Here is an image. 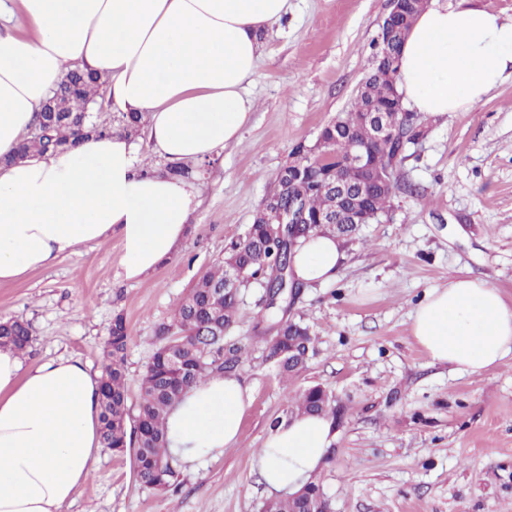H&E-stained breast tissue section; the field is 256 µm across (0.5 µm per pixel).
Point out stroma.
<instances>
[{
    "label": "stroma",
    "mask_w": 512,
    "mask_h": 512,
    "mask_svg": "<svg viewBox=\"0 0 512 512\" xmlns=\"http://www.w3.org/2000/svg\"><path fill=\"white\" fill-rule=\"evenodd\" d=\"M388 12L389 0H288L286 16L259 35L250 125L189 174L200 204L183 246L135 280L117 275L114 236L0 283V320L31 326L26 366L65 356L101 373L122 315L128 405L137 407L158 325L244 236L296 146L315 144L349 112ZM415 119L427 136L400 168L415 194H396L390 217L345 241L336 281L302 287L288 304L317 337L307 369L283 381L251 350L238 445L179 463L162 492L139 487L130 454L103 450L61 512H260L269 493L251 451L285 419L289 399L317 384L345 410L315 474L333 512H512V357L469 375L433 362L410 334L423 295L450 276L483 277L512 300V77L468 111Z\"/></svg>",
    "instance_id": "35a3bbf8"
}]
</instances>
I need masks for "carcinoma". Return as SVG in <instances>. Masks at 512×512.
Segmentation results:
<instances>
[{
    "label": "carcinoma",
    "mask_w": 512,
    "mask_h": 512,
    "mask_svg": "<svg viewBox=\"0 0 512 512\" xmlns=\"http://www.w3.org/2000/svg\"><path fill=\"white\" fill-rule=\"evenodd\" d=\"M425 0H406L403 13L393 22L390 38L376 44L375 65L365 80L360 98L343 116L346 127L355 137L366 140L368 131L359 123L366 110L393 113L394 90L398 81L399 55L405 36L415 17L424 10ZM100 77L93 73L80 76L67 95L68 112L55 122L47 136H29L20 149L25 156L44 153L67 144H74L89 135L106 136L123 128L129 132L142 123L136 113H120L107 120L102 109L89 113L85 124L77 119L96 103ZM328 138L317 157L302 148L294 150V159L276 176L275 186L258 209L244 237L230 244L222 261L205 273L194 288L176 305L171 320L156 330V348L143 373L137 413L130 414L124 371V354L131 340L128 327L120 315L112 319L109 332L110 360L104 366L99 393L100 435L102 445L117 454L132 451L136 480L152 490L171 486L178 459L168 453L167 419L185 398L188 390L212 376L238 371L247 360V351L228 336L235 326L242 293L221 291L224 278L234 272L242 287L256 285L262 289L260 341L265 359L273 361L282 375L292 377L307 366L316 351L317 339L300 320L281 316V302L288 297L275 295L273 288L281 285L285 264L292 261L294 249L302 241L320 233L354 237L358 229L348 223L346 211L336 210V198L325 188L326 172L336 166V159L348 152V139L336 133L329 124L322 130ZM396 155L395 142L390 139L371 142V159L375 166L385 167ZM393 193L381 187L369 191L366 208L373 216H382L391 208ZM297 197L313 218L334 214L339 225L314 224L306 234L290 245L269 244L267 203L282 206ZM32 340L29 324L20 319L0 322V345H10L24 353ZM341 408L332 393L313 385L299 395L288 408V416L322 415L336 419ZM263 512H305V503L296 494H286L263 503Z\"/></svg>",
    "instance_id": "1"
}]
</instances>
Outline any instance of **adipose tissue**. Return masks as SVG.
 Returning <instances> with one entry per match:
<instances>
[{
	"mask_svg": "<svg viewBox=\"0 0 512 512\" xmlns=\"http://www.w3.org/2000/svg\"><path fill=\"white\" fill-rule=\"evenodd\" d=\"M288 0H0V155L26 137L73 69L106 83L113 111L143 115L152 151L193 166L239 143L254 100L259 33ZM512 76V20L433 0L401 49L398 89L424 114L468 109ZM198 206L193 184L141 172L120 131L0 169V282L16 281L79 246L119 237L121 277L165 262ZM345 255L317 235L295 252L302 285L334 281ZM410 332L433 361L478 374L512 355V301L487 280L452 277L425 293ZM96 374L58 357L25 368L0 349V512H61L103 446ZM249 387L235 375L193 387L168 418L169 451L184 461L237 445ZM335 438L332 419L272 428L254 455L272 494L299 488Z\"/></svg>",
	"mask_w": 512,
	"mask_h": 512,
	"instance_id": "adipose-tissue-1",
	"label": "adipose tissue"
}]
</instances>
